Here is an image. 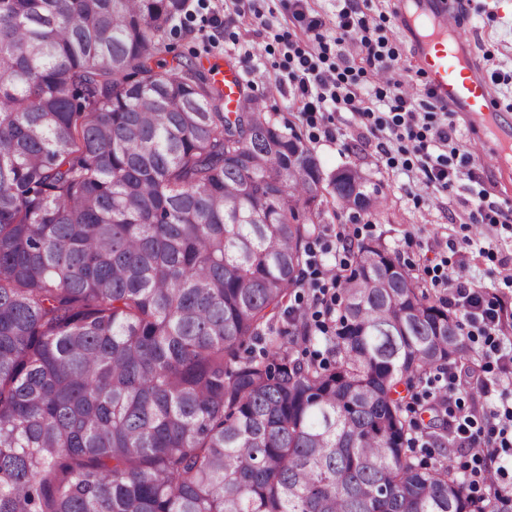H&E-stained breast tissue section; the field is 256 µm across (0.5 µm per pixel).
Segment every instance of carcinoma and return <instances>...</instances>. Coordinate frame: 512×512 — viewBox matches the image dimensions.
Listing matches in <instances>:
<instances>
[{"mask_svg":"<svg viewBox=\"0 0 512 512\" xmlns=\"http://www.w3.org/2000/svg\"><path fill=\"white\" fill-rule=\"evenodd\" d=\"M185 2L0 0V512H505L411 455L467 346L396 252L351 244L332 334L289 306L323 192L380 189L159 60Z\"/></svg>","mask_w":512,"mask_h":512,"instance_id":"obj_1","label":"carcinoma"}]
</instances>
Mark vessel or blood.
<instances>
[{
	"label": "vessel or blood",
	"instance_id": "b4317fda",
	"mask_svg": "<svg viewBox=\"0 0 512 512\" xmlns=\"http://www.w3.org/2000/svg\"><path fill=\"white\" fill-rule=\"evenodd\" d=\"M449 9L448 0H404L401 6L400 21L417 42L427 87L436 101L469 113L479 127L490 131L498 154L512 158V120L490 109L487 82L477 73L457 32L444 20ZM216 77L224 85L228 108H235L242 87L240 75L229 69Z\"/></svg>",
	"mask_w": 512,
	"mask_h": 512
}]
</instances>
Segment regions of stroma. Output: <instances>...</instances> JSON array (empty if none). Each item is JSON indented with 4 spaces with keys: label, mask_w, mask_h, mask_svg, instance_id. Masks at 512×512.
Instances as JSON below:
<instances>
[{
    "label": "stroma",
    "mask_w": 512,
    "mask_h": 512,
    "mask_svg": "<svg viewBox=\"0 0 512 512\" xmlns=\"http://www.w3.org/2000/svg\"><path fill=\"white\" fill-rule=\"evenodd\" d=\"M369 27L381 28L398 53L408 91L421 115L440 105L425 94V78L413 39L398 20L396 0H366ZM288 0H187L178 27L166 40L168 56L203 67L219 64L239 71L245 92L272 119L289 124L303 138L324 176L343 167L361 169L379 185L384 202L370 212L341 207L324 199V224L312 245L315 267L334 265L339 235L355 241L381 240L400 256L413 276L437 299L444 291L437 277L456 276L484 286L512 319V286L503 283L500 266L512 262V227L483 224L473 216L472 192L485 188L489 199L512 208V169L486 165L460 167L451 187L425 185L420 167L412 171L390 164L397 145L382 132H369L347 112L305 115L288 74L283 37L289 26ZM460 30L471 37L477 66L490 82L492 106L512 116V0H471Z\"/></svg>",
    "instance_id": "obj_1"
}]
</instances>
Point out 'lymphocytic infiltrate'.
I'll use <instances>...</instances> for the list:
<instances>
[{"mask_svg": "<svg viewBox=\"0 0 512 512\" xmlns=\"http://www.w3.org/2000/svg\"><path fill=\"white\" fill-rule=\"evenodd\" d=\"M291 14L300 23L306 36L316 43L318 55L301 51L296 44L288 46V66L296 82L295 95L303 111L318 112L326 104H342L367 127L389 130L395 139L412 146L421 159L428 183L443 188L453 181V166L441 147L452 141L454 123H422L417 118L415 99L403 89L395 65L397 56L385 36L370 31L362 15L360 0H344L336 16V45L357 47L376 82L373 97L351 91L347 68H320L328 46L321 34L322 22L308 15L305 0H291ZM442 288L448 294L449 306L463 316L468 341L482 343L485 369L495 367L512 374V336L505 331L501 309L485 290L472 282L445 278ZM440 386L430 396L442 404L448 417L453 441L459 442L469 454L467 486L474 500H482L486 489L501 485L506 476L505 458L512 457V400L499 395V384L485 379L465 384L462 372L451 366L440 372ZM472 388L473 403L463 406L452 402L453 393ZM498 396L499 402L483 408L481 400Z\"/></svg>", "mask_w": 512, "mask_h": 512, "instance_id": "lymphocytic-infiltrate-1", "label": "lymphocytic infiltrate"}]
</instances>
